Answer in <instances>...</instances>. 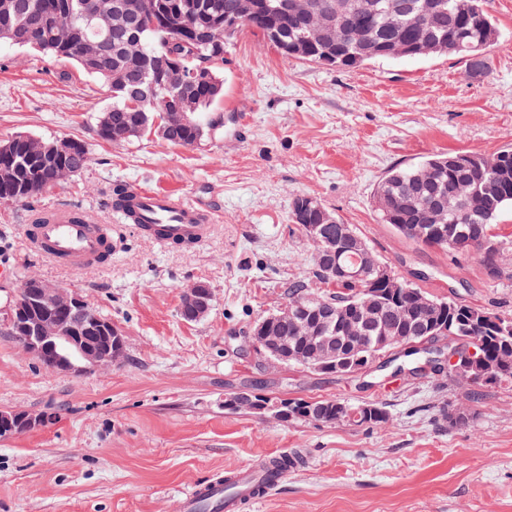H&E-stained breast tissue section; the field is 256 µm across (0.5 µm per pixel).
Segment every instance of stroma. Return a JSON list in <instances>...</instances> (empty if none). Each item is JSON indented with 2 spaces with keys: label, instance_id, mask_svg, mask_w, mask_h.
I'll return each mask as SVG.
<instances>
[{
  "label": "stroma",
  "instance_id": "stroma-1",
  "mask_svg": "<svg viewBox=\"0 0 512 512\" xmlns=\"http://www.w3.org/2000/svg\"><path fill=\"white\" fill-rule=\"evenodd\" d=\"M501 36L485 75L442 56L328 68L282 55L244 29L224 44L222 126L203 145L149 136L100 140L110 99L74 62L0 46V139L84 141L91 164L32 203H0V305L34 276L78 293L122 331L121 363L62 375L0 325V409L55 414L0 441V512H172L188 486L285 454L303 463L251 512H512V383L471 387L389 364L352 377L274 366L247 351L255 321L283 307L289 281L310 276L314 246L293 224L295 195L354 225L396 276L433 299L512 318V251L501 275L471 256L426 247L381 223L373 200L389 170L428 156L512 146V0H485ZM171 190L216 211L192 247L162 246L119 223L113 184ZM77 204L112 227L104 265L69 271L32 256L31 208ZM214 293L209 315H180L191 283ZM250 388L272 399L379 402L374 427L278 421L224 410ZM467 411L463 425L446 413Z\"/></svg>",
  "mask_w": 512,
  "mask_h": 512
}]
</instances>
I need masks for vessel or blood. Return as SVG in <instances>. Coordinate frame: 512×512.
Segmentation results:
<instances>
[{
  "label": "vessel or blood",
  "instance_id": "1",
  "mask_svg": "<svg viewBox=\"0 0 512 512\" xmlns=\"http://www.w3.org/2000/svg\"><path fill=\"white\" fill-rule=\"evenodd\" d=\"M129 207L120 211L123 223L141 236L161 244L191 241L202 242L211 230V210L192 203L182 196L132 187L128 190ZM22 232L30 250L49 263L72 271L99 266L100 259L112 239L95 218L78 206L63 205L32 214ZM232 492H225L221 480L200 482L181 491L175 499L176 512H198L202 503H210L217 512H238L243 498L259 502L255 486L265 491L278 487L283 476L263 473L252 467L231 472Z\"/></svg>",
  "mask_w": 512,
  "mask_h": 512
}]
</instances>
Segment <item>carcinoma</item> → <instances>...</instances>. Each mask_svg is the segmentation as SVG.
<instances>
[{"mask_svg":"<svg viewBox=\"0 0 512 512\" xmlns=\"http://www.w3.org/2000/svg\"><path fill=\"white\" fill-rule=\"evenodd\" d=\"M16 8L5 13L0 10V28L8 27L9 37L3 43L12 46L39 44V51L58 59L71 60L87 74L101 82L112 103L96 119V135L107 142L114 141L113 127L131 125L137 128L134 138L159 129H168L165 142L182 147L200 145L210 138L217 121L205 117L224 94V79L220 72L224 56L204 44L195 43L181 34V13L184 0H146L152 5L153 17L147 20L151 28L144 31L141 41L146 55L133 57L118 43L99 55L91 64L82 62L74 52V43L85 38L80 16L93 0H66L67 9L54 11L56 0H12ZM210 22L220 23L224 14L234 10L237 0H208ZM434 3L436 23L424 24L429 3ZM343 10L336 11L334 38L330 49L336 53L339 68H355L365 62L386 59L378 52L386 42L399 40L411 49L408 57L419 58L423 44L436 46L434 53L448 54L466 62L469 73L482 75L487 68L486 57L473 69L470 45L487 51L495 44L488 29L495 22L483 7L482 0H336ZM311 19L285 7V0H260V7L248 18L249 28L273 38V34L289 43H305ZM171 55L189 69L210 74L212 85H198L193 90L184 115H173L175 109L163 93L157 94L144 111L131 107L132 92L139 88L137 75L152 69L155 60ZM482 162L467 168L452 166L438 168L448 158L435 155L410 166L395 167L379 182L374 197L385 200L377 208L381 221L391 225L405 238L421 245L437 247L481 260L490 274L501 273V256L507 242L492 233V222L508 205H512V148H504L488 160L477 154ZM92 161L86 144L71 139L62 151H39V141L25 135L16 136L9 149L0 152V202H29L44 191L83 171ZM447 197L443 223L448 225L444 239L432 236V202ZM307 196L293 198L291 216H301L299 227L311 240L323 237L324 232H311L310 224L320 223V213L303 208ZM369 280L336 286L319 296L324 301L346 300L357 296ZM288 301L312 296L306 280H294L286 289ZM452 336L465 349L473 346L482 352L486 364L461 371L448 367V376H465L474 386L470 398L480 399V389L498 381H512V318H505L483 308L463 302L448 303V334L424 335L427 341H439ZM347 403L324 399L308 401L290 399L282 421L299 420L316 424H340L336 407ZM364 415V425L373 427L388 421L389 413L381 403L358 405Z\"/></svg>","mask_w":512,"mask_h":512,"instance_id":"cac0c4a2","label":"carcinoma"}]
</instances>
